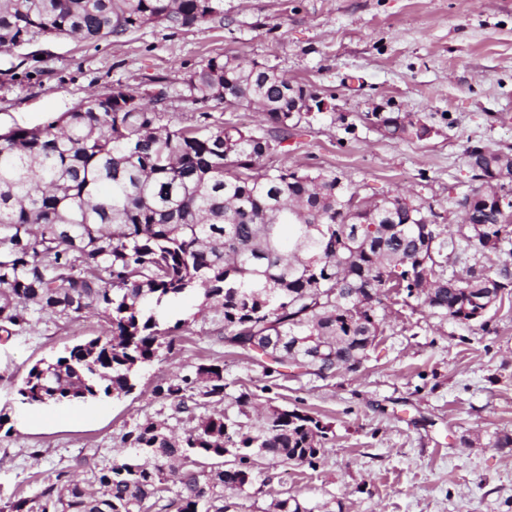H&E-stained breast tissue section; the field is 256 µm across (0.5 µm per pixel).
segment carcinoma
I'll return each instance as SVG.
<instances>
[{
	"instance_id": "1",
	"label": "carcinoma",
	"mask_w": 512,
	"mask_h": 512,
	"mask_svg": "<svg viewBox=\"0 0 512 512\" xmlns=\"http://www.w3.org/2000/svg\"><path fill=\"white\" fill-rule=\"evenodd\" d=\"M224 21V0H0V48L36 37L119 40L150 25L172 30ZM196 104L259 113L270 130L210 120L162 123L161 91L147 100L122 86L94 94L54 121L0 134V330L33 314L78 319L102 314L111 336L40 361L17 388L21 404L85 402L127 395L162 339L155 309L202 296L222 316L219 340L257 361L267 376L307 362L321 379L359 370L383 334L390 295L416 298L430 314L486 324L512 294L507 263L512 208L500 209L486 176L512 172V151L472 146L466 162L480 182L455 201L467 245L488 259L448 274V231L431 206L406 193L365 202L335 174L264 159L303 118L291 111L307 88L264 62L207 58L184 80ZM137 99L131 106L127 100ZM384 134L424 139L418 121L388 117ZM199 364L156 394L169 414L132 426V456L63 471L6 512H224V491H246L266 461L311 463L327 427L306 411L269 407L259 432H239L253 393L224 404V369ZM236 408L237 412L229 413ZM193 426L174 436L168 420ZM233 456L224 464V457ZM273 512H312L296 497Z\"/></svg>"
}]
</instances>
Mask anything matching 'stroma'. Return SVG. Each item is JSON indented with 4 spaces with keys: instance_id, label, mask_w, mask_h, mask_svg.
<instances>
[{
    "instance_id": "obj_1",
    "label": "stroma",
    "mask_w": 512,
    "mask_h": 512,
    "mask_svg": "<svg viewBox=\"0 0 512 512\" xmlns=\"http://www.w3.org/2000/svg\"><path fill=\"white\" fill-rule=\"evenodd\" d=\"M237 54L274 65L325 100L269 157L271 165L334 173L358 196L405 191L430 203L455 238L449 270L480 255L459 239L454 200L473 186L465 151L512 148V0H224V20L207 28L149 26L120 40L40 39L0 50V131L43 126L90 94L122 84L164 90V124L202 112L258 126L259 117L182 95L184 79L208 57ZM427 124L423 140L383 137L376 115ZM188 298L163 306L162 327L189 319L172 352L135 376L133 392L89 401L92 420L61 421V406L20 404L16 390L37 361L105 335L91 311L42 316L0 332V506L35 493L44 478L129 454L123 434L167 404L156 386L212 360L224 365L228 396L260 393L272 405L308 411L328 428L313 465H267L252 489L228 490L229 512H269L293 495L313 512H512V296L487 326L430 316L419 301L388 307V322L355 372L320 379L267 377L224 346V324Z\"/></svg>"
}]
</instances>
